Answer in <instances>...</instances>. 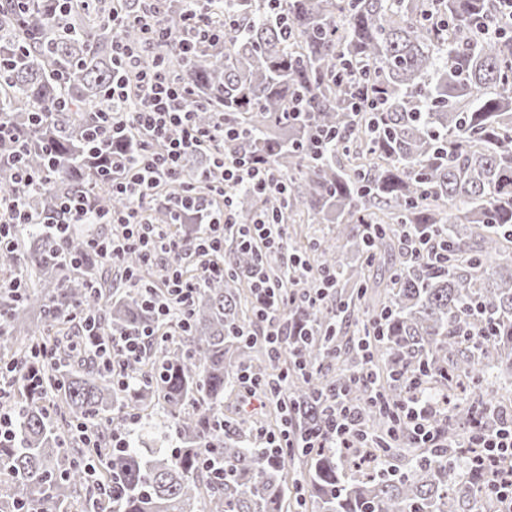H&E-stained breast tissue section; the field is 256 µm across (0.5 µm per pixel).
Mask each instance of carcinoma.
Segmentation results:
<instances>
[{
  "label": "carcinoma",
  "mask_w": 512,
  "mask_h": 512,
  "mask_svg": "<svg viewBox=\"0 0 512 512\" xmlns=\"http://www.w3.org/2000/svg\"><path fill=\"white\" fill-rule=\"evenodd\" d=\"M234 15L238 29L201 48L190 60L178 51L180 33L144 56L164 57L171 72L195 92L202 106L197 124L224 121L245 132L242 149L288 178V205L278 198L232 189L240 218L268 210L282 224L306 218L335 224L336 241L308 244L319 266L336 270L345 291L340 306L309 310L288 306L285 328L300 322L311 335L299 345L301 361L268 350L241 335L251 310L245 276L258 258L237 249L198 290L189 307L156 319L146 289L163 293L162 267L135 252L120 262L136 272L120 291L112 269L85 247L82 236L61 242L33 230L14 252L0 254V272L26 277V297L7 301L0 361L24 362L45 348L55 361L43 369L61 404L20 388L16 439L0 445V512H465L468 491L453 474L468 449L454 444L472 423L495 409L497 392L477 403L458 402L437 416L446 448H415L367 401L351 381L367 365L382 399L404 395V380L424 374L445 390L465 377L479 382L495 363L512 374V0H222L214 23ZM112 0L90 11L55 10L51 0L17 15L0 5V55H13L0 84V113L26 129V163L48 168L40 145L54 146L50 182L27 194L32 213L56 212L60 196L82 193L100 212L128 201L97 181V161L85 146L95 113L112 111L105 97L112 83ZM500 24L505 34L482 38L476 26ZM66 101L39 127L28 115ZM109 149L139 152L132 135ZM149 218L191 237L195 221L173 223L165 198ZM448 238V263L428 266L412 258L402 232ZM373 260L345 261L344 251ZM81 258L80 267L71 263ZM378 288L375 307L384 335H348L346 313ZM98 319L104 336L154 329V344L139 359L114 357L124 379L89 366L73 368L72 344L80 324L72 313ZM487 339L476 343L475 334ZM336 361V374L323 371ZM247 367L265 380L288 374L287 401L272 405L275 425L290 408L294 438L325 430L323 393L341 388L362 408L366 427L382 438L386 456L406 452L403 470L361 469L342 480L334 448H285L277 455L226 428L224 395L235 390L236 372ZM67 414L99 436L98 446L75 447L53 419ZM160 415L164 422L153 423ZM138 417L129 424V416ZM128 447L109 448V433ZM209 457L203 464V456ZM102 458L90 486L84 462ZM305 494L288 498L293 476Z\"/></svg>",
  "instance_id": "1"
}]
</instances>
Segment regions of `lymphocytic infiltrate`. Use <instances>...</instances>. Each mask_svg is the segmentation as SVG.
I'll return each instance as SVG.
<instances>
[{
	"instance_id": "obj_1",
	"label": "lymphocytic infiltrate",
	"mask_w": 512,
	"mask_h": 512,
	"mask_svg": "<svg viewBox=\"0 0 512 512\" xmlns=\"http://www.w3.org/2000/svg\"><path fill=\"white\" fill-rule=\"evenodd\" d=\"M185 8L178 24L184 34L178 46L182 53L191 54L195 42L220 40L226 28L232 27L231 18H224L222 27H212L211 0H184ZM141 26L144 44L169 41L172 31L159 7L137 13L116 6L112 9V102L127 103L130 95H139L142 106H129L122 113L103 112L89 126V151H103L115 135L130 133L140 136L142 148L133 160L113 158L111 166L99 169L113 194L127 198L128 206L119 212L102 214L93 210L81 195H67L60 199L58 215L42 218L30 212L24 194L48 180L47 173L30 168L25 156L30 142L23 133L0 119V141L13 143L9 154L0 153V166L12 169L15 189L0 196V251L18 250L25 230L47 228L59 240H67L71 232L87 230L85 243L107 263L115 265L130 251L139 252L147 262L164 258L170 275L166 291L174 297L181 309H188L193 296L214 267L201 269L194 280H186L182 266L201 253H223L226 235H234L240 246L258 255L288 251L289 245L276 219L256 217L247 224L239 223L233 211L230 187L247 185L253 192L285 194L284 178L270 167L245 155L227 158L214 156L216 146L239 138L237 128L224 121L202 127L193 119V108L198 101L193 92L171 74L163 60L152 64L143 62V46L128 42L124 32L132 26ZM213 155L214 169H198L195 176H187L185 161L190 153ZM199 181L211 184V194L198 196L194 185ZM163 184L178 186L180 193L176 206L195 211L207 229L204 236L186 241L174 236L169 225L150 223L146 215L155 201L157 188ZM300 273L297 257H290L281 279L273 280L253 271L250 275L252 292L256 297L253 323L244 334L255 342L269 344L274 355H281L290 341L283 329L284 313L288 307L285 286ZM153 341L152 331L138 336H122L112 341L88 336L83 341L104 369H111L112 355L119 352L140 357ZM44 354H35L33 362L13 366L10 373L0 372V443L15 440V421L18 407L10 400L15 380H24L32 390L41 389V368L48 363ZM411 396L392 410L399 423L412 433L415 443L438 447L441 434L433 420L436 411L447 408L446 393L432 391L420 376L409 379ZM332 418L328 431L315 436L316 448H371L375 442L363 430L357 408L345 402L340 392L330 394ZM473 451L472 475L479 478L482 495L495 499L500 512H512V412L498 410L495 424H473L468 438Z\"/></svg>"
}]
</instances>
